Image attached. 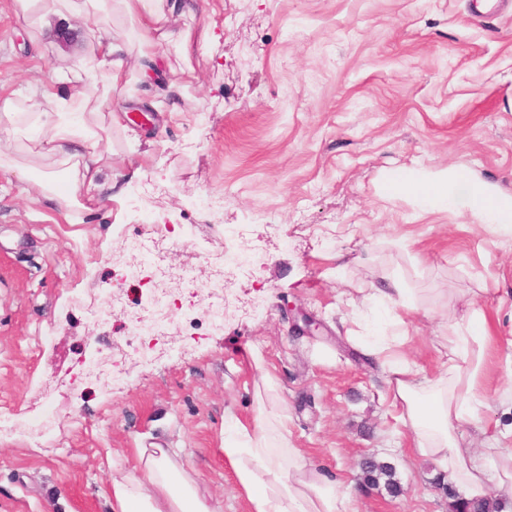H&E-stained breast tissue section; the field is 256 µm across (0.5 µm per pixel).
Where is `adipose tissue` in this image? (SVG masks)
Listing matches in <instances>:
<instances>
[{
	"instance_id": "ef3b65f1",
	"label": "adipose tissue",
	"mask_w": 512,
	"mask_h": 512,
	"mask_svg": "<svg viewBox=\"0 0 512 512\" xmlns=\"http://www.w3.org/2000/svg\"><path fill=\"white\" fill-rule=\"evenodd\" d=\"M21 19L31 40H38L51 17L88 18L83 39L85 60L55 71L56 86L24 96L21 105L5 104L0 118L11 135L0 140V172L15 175L26 193L54 202L65 220L75 210L117 189L106 172L101 150L120 118L110 110L112 90L127 83L125 67L131 53L127 40L114 37L121 18L136 19L144 35L143 64L136 82L160 81L162 71L154 45H174L183 57L198 49L183 19L191 9L175 0H19ZM388 191L411 192L431 210H452L501 240L512 239V195L492 190L458 173L427 177L403 170L389 179ZM356 309L381 312L390 324L405 325L415 312L412 289L390 276L386 285L362 295ZM357 337L366 355L388 368V397L405 430L411 453L437 459L448 471L463 499L494 512L512 501V452L489 446L481 454L459 447L455 431L473 417L479 402L475 388L485 367L489 341L487 318L472 315L451 328L448 360L430 382L420 381L414 361L401 353L405 337L361 319ZM257 379L265 395L258 398L250 423L233 420V435L224 441V459L232 467L248 502L249 512H359L342 478L306 461L288 438V408L273 396L275 381L265 366ZM111 512H217L207 488L180 452L141 448L133 471L114 470Z\"/></svg>"
}]
</instances>
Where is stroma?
<instances>
[{"label":"stroma","instance_id":"1","mask_svg":"<svg viewBox=\"0 0 512 512\" xmlns=\"http://www.w3.org/2000/svg\"><path fill=\"white\" fill-rule=\"evenodd\" d=\"M194 41L220 40L183 60L158 45L165 81L197 76L176 111L161 89L112 92L122 119L147 107L138 142L113 129L110 164L121 192L80 224L0 174V406L26 418L42 382L60 383L54 445L23 431L0 436V512H111L113 464L136 449L178 448L218 512H248L225 460L229 416L250 421L253 358L288 403L289 438L309 461L344 477L359 512H448L435 461L411 455L387 400L385 373L348 337L356 289L399 274L416 291L403 353L420 380L437 376L448 325L483 312L494 338L476 394L478 416L460 447L484 436L512 450V242L452 211L388 193L403 169L457 170L512 194V10L474 16L470 0H195ZM68 27L74 38L60 42ZM81 22L52 18L29 43L17 0H0V102L50 85L64 60L84 58ZM146 194L142 208L130 198ZM206 195L224 211L196 210ZM277 225L251 278L235 285L248 313L213 329L204 305L172 309L157 352L130 356L127 316L153 293L131 280L129 240L162 227L166 267L195 290L213 274L225 227ZM344 252L353 265L337 269ZM103 347L127 356L110 386L71 382L78 361ZM390 463L400 486L364 482L361 463Z\"/></svg>","mask_w":512,"mask_h":512}]
</instances>
